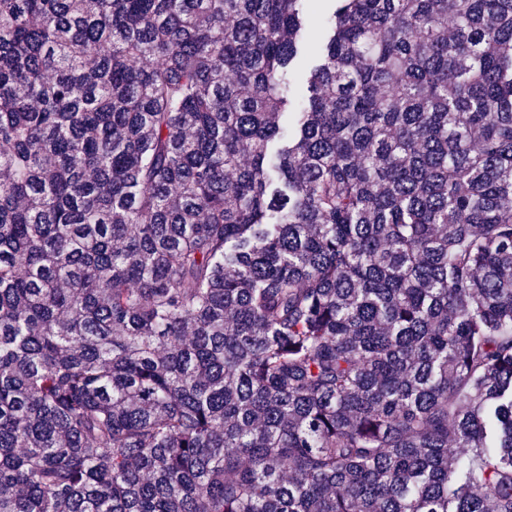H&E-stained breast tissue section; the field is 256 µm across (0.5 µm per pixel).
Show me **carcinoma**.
<instances>
[{"instance_id": "cac0c4a2", "label": "carcinoma", "mask_w": 512, "mask_h": 512, "mask_svg": "<svg viewBox=\"0 0 512 512\" xmlns=\"http://www.w3.org/2000/svg\"><path fill=\"white\" fill-rule=\"evenodd\" d=\"M310 2L0 0V512H512V0Z\"/></svg>"}]
</instances>
